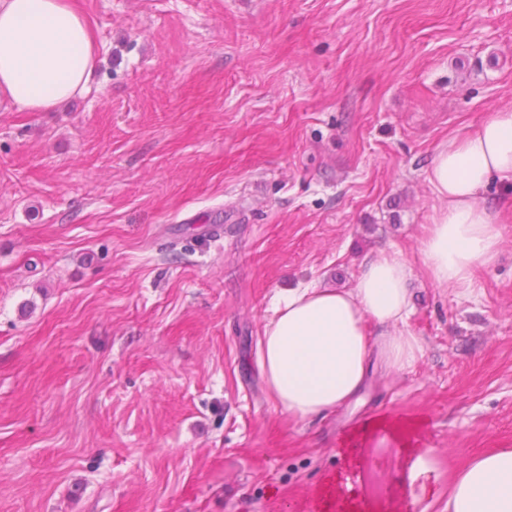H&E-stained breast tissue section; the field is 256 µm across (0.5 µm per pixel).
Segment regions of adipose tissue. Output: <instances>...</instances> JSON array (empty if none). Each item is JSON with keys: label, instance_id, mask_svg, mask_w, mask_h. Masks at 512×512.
<instances>
[{"label": "adipose tissue", "instance_id": "ef3b65f1", "mask_svg": "<svg viewBox=\"0 0 512 512\" xmlns=\"http://www.w3.org/2000/svg\"><path fill=\"white\" fill-rule=\"evenodd\" d=\"M94 69L90 24L71 0H0V97L50 112L83 94ZM496 179L512 182V107L436 147L425 180L437 204L416 261L384 249L352 287L277 295L258 363L283 410L301 421L325 416L360 401L374 367L404 372L418 363L423 343L405 325L412 266L436 287L471 286L503 241L500 214L483 197ZM447 512H512V449L472 458L451 482Z\"/></svg>", "mask_w": 512, "mask_h": 512}]
</instances>
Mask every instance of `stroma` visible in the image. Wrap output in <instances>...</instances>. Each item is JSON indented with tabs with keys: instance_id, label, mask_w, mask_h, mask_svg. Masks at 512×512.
<instances>
[{
	"instance_id": "35a3bbf8",
	"label": "stroma",
	"mask_w": 512,
	"mask_h": 512,
	"mask_svg": "<svg viewBox=\"0 0 512 512\" xmlns=\"http://www.w3.org/2000/svg\"><path fill=\"white\" fill-rule=\"evenodd\" d=\"M75 4L88 90L0 102V512H444L512 448V183L470 290L414 266L424 354L363 404L295 420L258 341L281 290L415 257L437 145L512 106V0ZM384 413L412 448L342 447Z\"/></svg>"
}]
</instances>
